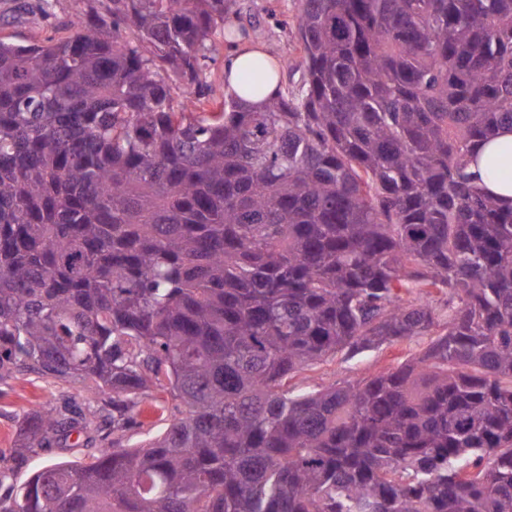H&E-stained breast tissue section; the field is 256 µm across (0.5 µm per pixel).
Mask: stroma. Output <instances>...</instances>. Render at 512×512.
<instances>
[{
	"mask_svg": "<svg viewBox=\"0 0 512 512\" xmlns=\"http://www.w3.org/2000/svg\"><path fill=\"white\" fill-rule=\"evenodd\" d=\"M45 0H0V39L17 44H33L47 37L66 38L71 33L74 17L90 20L108 14L112 0H46L49 13H42ZM236 22L246 40L264 45L279 59H298V21L302 0H236ZM428 344L418 337L391 346H383L355 356L339 352L288 380L290 392L299 393L339 386L348 381L368 379L391 372L418 358ZM89 395L82 383L56 382L34 374L0 381V471L16 469L26 478L45 461L55 459L83 460L99 453L104 437L112 431V408L100 405L99 414L90 428L72 432L61 447L52 452L32 455L26 467H17L10 454L19 417L33 409H49L70 405L85 409ZM173 401L168 393L153 392L143 397L134 414L138 427L125 432L122 443L127 447L162 433L168 423V409Z\"/></svg>",
	"mask_w": 512,
	"mask_h": 512,
	"instance_id": "obj_1",
	"label": "stroma"
}]
</instances>
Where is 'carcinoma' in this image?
Listing matches in <instances>:
<instances>
[{"instance_id":"carcinoma-1","label":"carcinoma","mask_w":512,"mask_h":512,"mask_svg":"<svg viewBox=\"0 0 512 512\" xmlns=\"http://www.w3.org/2000/svg\"><path fill=\"white\" fill-rule=\"evenodd\" d=\"M303 2L302 84L260 108L201 111L235 0L0 40V380H79L116 435L0 512H512V208L467 172L512 126V0ZM416 336L394 372L284 389ZM152 390L179 406L126 448ZM95 415H25L14 460Z\"/></svg>"}]
</instances>
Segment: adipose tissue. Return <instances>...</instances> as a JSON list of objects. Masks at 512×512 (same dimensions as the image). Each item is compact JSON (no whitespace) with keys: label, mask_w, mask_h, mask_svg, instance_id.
Returning a JSON list of instances; mask_svg holds the SVG:
<instances>
[{"label":"adipose tissue","mask_w":512,"mask_h":512,"mask_svg":"<svg viewBox=\"0 0 512 512\" xmlns=\"http://www.w3.org/2000/svg\"><path fill=\"white\" fill-rule=\"evenodd\" d=\"M262 65L263 71L257 84L248 85L243 81L245 73L255 65ZM224 76L227 91L243 103L253 106L264 105L281 88L280 65L260 46L238 41L224 58ZM512 147V127L503 126L497 135L476 151L469 166L476 183L486 192L498 197L501 204L512 207V180L497 177L496 168L507 162L508 148Z\"/></svg>","instance_id":"obj_1"}]
</instances>
